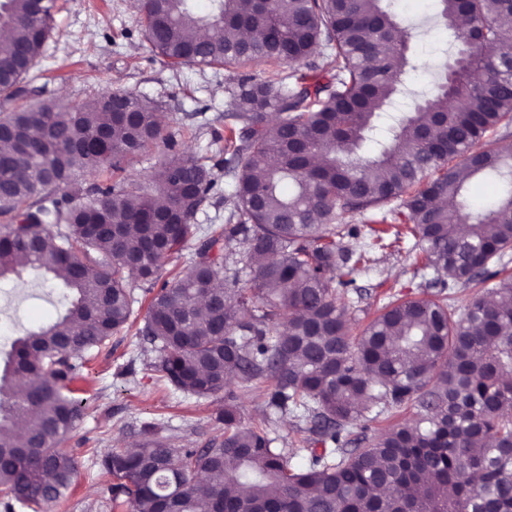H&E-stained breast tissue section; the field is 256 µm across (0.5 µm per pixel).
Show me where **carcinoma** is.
Returning a JSON list of instances; mask_svg holds the SVG:
<instances>
[{
    "mask_svg": "<svg viewBox=\"0 0 512 512\" xmlns=\"http://www.w3.org/2000/svg\"><path fill=\"white\" fill-rule=\"evenodd\" d=\"M55 0H0V98L42 54ZM451 67L432 94L402 113L375 157L358 155L382 110L418 65L385 0H140L147 41L172 65L235 69L228 87L224 226L206 235L192 266L157 285L162 262L198 231L219 176L206 158L169 151L147 176L133 159L166 142L149 102L113 91L59 107L22 106L0 118V279L26 269L63 278L72 298L54 323L13 345L0 376V493L50 505L76 474L59 448L83 415L67 394L86 356L127 325L148 290L138 335L159 351L161 377L199 396L225 392L224 438L175 448L146 432L134 450L102 456L112 501L132 512H512V155L486 142L512 125V0H435ZM481 26L476 41L459 27ZM319 42L326 81L305 67ZM254 62L291 72L258 80ZM481 174L499 186L483 208L463 193ZM397 201L404 231L432 270L426 298L389 301L350 335L348 286L375 262L356 214ZM248 271L250 287L240 286ZM498 279L490 298L463 308L452 296ZM271 381L267 407L330 445L274 448L270 421L241 422L237 381ZM413 402L416 417L351 448L353 429ZM25 431H17L19 424ZM33 448L31 466L24 448ZM304 452L290 463L288 455Z\"/></svg>",
    "mask_w": 512,
    "mask_h": 512,
    "instance_id": "cac0c4a2",
    "label": "carcinoma"
}]
</instances>
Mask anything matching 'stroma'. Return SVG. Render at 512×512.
Wrapping results in <instances>:
<instances>
[{
    "label": "stroma",
    "mask_w": 512,
    "mask_h": 512,
    "mask_svg": "<svg viewBox=\"0 0 512 512\" xmlns=\"http://www.w3.org/2000/svg\"><path fill=\"white\" fill-rule=\"evenodd\" d=\"M391 9L412 36L409 50L418 61L411 72L408 93L397 99L390 115L410 111L413 94L431 93L437 72L447 60L446 29L425 23L432 0H393ZM231 74L221 67L173 66L157 54L144 37L139 12L132 0H57L53 28L42 55L18 86L14 102H0V116L17 105L52 101L60 105L89 99L102 88L130 92L151 102L163 116L164 132L177 149L194 156L224 161L215 141L227 135L225 86ZM373 270L359 275L361 293L349 310L352 334H359L388 293L423 297L426 277L417 270L412 242L378 251ZM134 326L114 333L96 350L73 382L74 396L83 417L64 437L61 446L74 459L76 476L70 490L54 505L42 509L0 495V512H129L114 507L110 480L101 471L109 448L139 444L144 423H156L161 435L178 448H203L221 440L224 425L223 394L197 396L168 384L155 370L159 353L136 336L143 326L149 299L143 284H136ZM69 296L62 282L38 270L0 282V371L12 345L26 331L54 322L64 313ZM244 424L259 425L274 417V435L289 447L300 445L288 415H272L262 398L241 392Z\"/></svg>",
    "instance_id": "stroma-1"
}]
</instances>
